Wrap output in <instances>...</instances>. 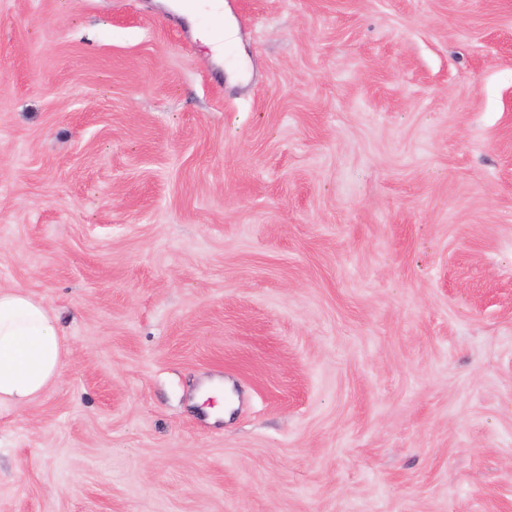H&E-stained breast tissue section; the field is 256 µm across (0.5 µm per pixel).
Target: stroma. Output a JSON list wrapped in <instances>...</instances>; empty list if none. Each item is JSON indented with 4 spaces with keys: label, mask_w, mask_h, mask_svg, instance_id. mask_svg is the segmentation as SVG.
<instances>
[{
    "label": "stroma",
    "mask_w": 512,
    "mask_h": 512,
    "mask_svg": "<svg viewBox=\"0 0 512 512\" xmlns=\"http://www.w3.org/2000/svg\"><path fill=\"white\" fill-rule=\"evenodd\" d=\"M224 3L0 0V512H512V0ZM183 15H185L190 22H194L198 11L202 7L208 8V14L210 16L217 17L223 21V26L218 34H211V43L213 45L214 56L221 58L224 54V47L226 44H231L236 40V28L230 21L225 19V4L222 0H211L204 5H198L195 3H187L185 7L180 4L176 6ZM57 316L21 288L0 289V409L34 403L64 366Z\"/></svg>",
    "instance_id": "stroma-1"
}]
</instances>
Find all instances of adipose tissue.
Instances as JSON below:
<instances>
[{"mask_svg": "<svg viewBox=\"0 0 512 512\" xmlns=\"http://www.w3.org/2000/svg\"><path fill=\"white\" fill-rule=\"evenodd\" d=\"M57 316L20 288L0 289V407L34 403L64 366Z\"/></svg>", "mask_w": 512, "mask_h": 512, "instance_id": "ef3b65f1", "label": "adipose tissue"}]
</instances>
